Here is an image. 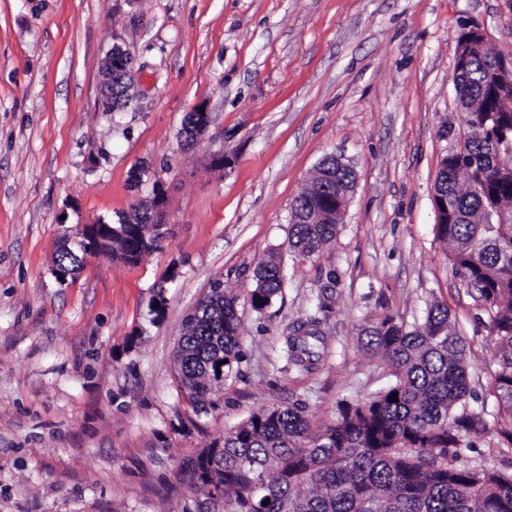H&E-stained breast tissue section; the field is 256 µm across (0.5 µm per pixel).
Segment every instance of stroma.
Listing matches in <instances>:
<instances>
[{"mask_svg": "<svg viewBox=\"0 0 512 512\" xmlns=\"http://www.w3.org/2000/svg\"><path fill=\"white\" fill-rule=\"evenodd\" d=\"M466 24L512 54L501 0H0V512H183L190 449L272 406L330 422L392 380L362 327L419 325L437 303L466 340L468 405L486 422L462 460L512 473L488 317L435 229L439 163L465 132L453 71ZM116 44L136 60L135 99L108 112ZM200 102L211 124L188 149ZM331 153L355 190L335 239L301 258L290 208ZM159 183V250L98 256L59 285L61 240ZM272 255L281 295L242 303V360L216 406L193 412L175 364L186 317L216 284L248 294ZM320 296L325 358L307 373L283 336ZM191 112H200L198 114L201 116V118H200V121L196 125L198 127H201L202 131L205 134V132L210 124V113L208 111L207 105L200 102L193 107ZM191 112L187 113L185 120H184V125H183L184 145L187 147L194 146L198 141L197 135L195 133V131H196L195 126H193V128H190V126H192V123H191L192 113Z\"/></svg>", "mask_w": 512, "mask_h": 512, "instance_id": "stroma-1", "label": "stroma"}]
</instances>
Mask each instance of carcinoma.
<instances>
[{
    "mask_svg": "<svg viewBox=\"0 0 512 512\" xmlns=\"http://www.w3.org/2000/svg\"><path fill=\"white\" fill-rule=\"evenodd\" d=\"M498 54L476 47L468 68L454 70L453 84L466 127L463 143L444 155L437 189L448 193V223L436 225L449 247L448 261L467 287L478 292L500 359L496 396L508 416L501 443L512 449V161L498 147L512 140V83L493 80ZM316 192L291 208L288 242L310 257L332 241L329 218L336 189L355 182L354 170L334 156L319 164ZM112 258L150 253L139 224H116ZM281 264L255 267L250 306L268 307L282 293ZM240 296L217 286L202 301V317L185 319L178 341L177 378L195 411L220 388L211 376L221 341L224 373L240 360ZM365 348L394 368V380L365 400L345 402L331 423L312 432L296 404L252 413L190 452L181 471L191 492L222 512H512V474L459 463L462 438L485 428L470 396L466 342L448 307L436 304L420 326L395 317L363 329ZM288 357L309 369L323 358L324 334L316 317L291 329ZM397 396L398 401H390Z\"/></svg>",
    "mask_w": 512,
    "mask_h": 512,
    "instance_id": "carcinoma-1",
    "label": "carcinoma"
}]
</instances>
